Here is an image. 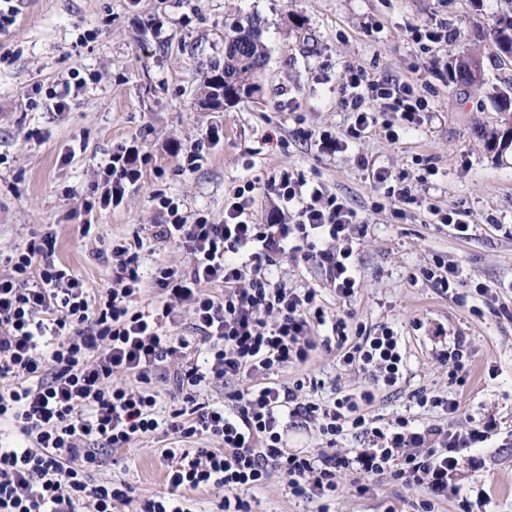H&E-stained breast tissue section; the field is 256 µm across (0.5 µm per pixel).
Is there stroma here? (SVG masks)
<instances>
[{"label":"stroma","instance_id":"35a3bbf8","mask_svg":"<svg viewBox=\"0 0 512 512\" xmlns=\"http://www.w3.org/2000/svg\"><path fill=\"white\" fill-rule=\"evenodd\" d=\"M15 25L0 31V275L9 256L46 232L56 258L90 291L112 283V247L143 239L144 274L165 265L186 267L182 248L150 241V225L164 223L152 195L161 190L187 214L224 220V199L254 182V216L267 223L276 204L266 185L287 168L323 182L369 222L354 253L360 286L347 302L325 284L317 265L282 257L281 280L314 288L327 314L352 313L354 323L390 325L401 338L403 378L377 393L367 416L391 423L405 417L421 426L460 427L469 417L494 416L497 432L472 449L483 469L465 472L487 500L473 512H512V147L487 146L481 130L501 118L485 89L456 84L449 63L460 48L483 62L487 86L512 82L490 35L512 13V0H15ZM247 16L262 22L269 59L251 99L213 111L196 100L212 61L223 59L224 38ZM412 24L456 29L455 45L408 42ZM412 85L429 110L399 139L373 135L355 149L327 155L319 131L345 130L352 121L340 104L348 66ZM70 84L69 109L50 96ZM220 139L209 143L212 129ZM136 142L150 163L116 207L85 213L95 171L118 145ZM202 144L203 158L187 153ZM405 176L414 197L404 218L392 214L385 188L375 187L355 160ZM466 210L470 237L435 223L430 207ZM90 231H83L84 222ZM458 267L464 287L440 288L423 269L436 261ZM487 293L480 294L476 285ZM464 340L470 354L464 383L453 382L443 349ZM278 381L313 379L329 400L360 391L363 380L317 350L303 366L281 370ZM458 401L449 414L420 407V394ZM173 434L156 433L128 448H107L92 471L95 481H123L137 512L142 500L165 492L162 448ZM332 512H417L421 496L385 480H371L360 497L343 478ZM255 512H316L290 496L279 479L253 494Z\"/></svg>","mask_w":512,"mask_h":512}]
</instances>
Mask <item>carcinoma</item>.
Masks as SVG:
<instances>
[{"label": "carcinoma", "instance_id": "obj_1", "mask_svg": "<svg viewBox=\"0 0 512 512\" xmlns=\"http://www.w3.org/2000/svg\"><path fill=\"white\" fill-rule=\"evenodd\" d=\"M495 41L500 49L512 52V18L501 21V25L492 29ZM267 46L261 38V22L247 17L239 22L232 33L225 38L224 61L210 65L201 87L200 97L207 102L216 91L224 90L227 102L239 103L252 97L259 89L256 79L267 60ZM454 79L464 85H482V67L476 55L460 52L451 61ZM497 111L502 121L510 124L507 132H512V94L498 91L493 95Z\"/></svg>", "mask_w": 512, "mask_h": 512}]
</instances>
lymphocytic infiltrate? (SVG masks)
Here are the masks:
<instances>
[{"instance_id": "lymphocytic-infiltrate-1", "label": "lymphocytic infiltrate", "mask_w": 512, "mask_h": 512, "mask_svg": "<svg viewBox=\"0 0 512 512\" xmlns=\"http://www.w3.org/2000/svg\"><path fill=\"white\" fill-rule=\"evenodd\" d=\"M341 104L354 121L344 133H319L318 148L330 154L376 133L398 139L386 113L411 123L428 109L412 86L394 87L358 66L348 69ZM138 156L132 146L112 153L87 208L122 201L142 175ZM268 186L291 223H258L250 182L225 199L220 224L200 212L183 215L172 198L155 192L168 219L152 225L150 236L182 247L189 265L157 267L148 282L129 244L113 246L112 284L97 294L56 262L52 234L30 239L10 257L11 274L0 276V379L12 381L0 389V512H115L129 502L130 488L92 481L99 448H126L161 429L183 445L162 449L167 490L143 500L138 512H191L182 491L199 487L218 494L221 512H253L252 492L274 477L292 497L317 503L318 512H330L344 475L353 477L359 496L369 492V476L422 492L420 512L460 495L464 467L481 466L469 450L490 439L495 418L416 429L406 418L389 426L362 413L376 389L401 378L398 337L383 324L349 331L346 318L327 319L316 289L288 287L272 272L283 255L317 263L337 299L350 300L359 288L353 255L368 226L322 182L280 169ZM148 284L159 301L145 311L136 297ZM185 306L195 333L171 335ZM325 324L331 336L324 347L365 377L360 396L329 404L303 395V381L275 379L308 361L313 332ZM118 372L130 382H114ZM156 375L189 405L191 420H183L181 408L161 414L150 387ZM218 384L223 400H205ZM310 425L322 447L289 449V428ZM351 433L368 438L369 447H340ZM201 437L211 447H196Z\"/></svg>"}]
</instances>
